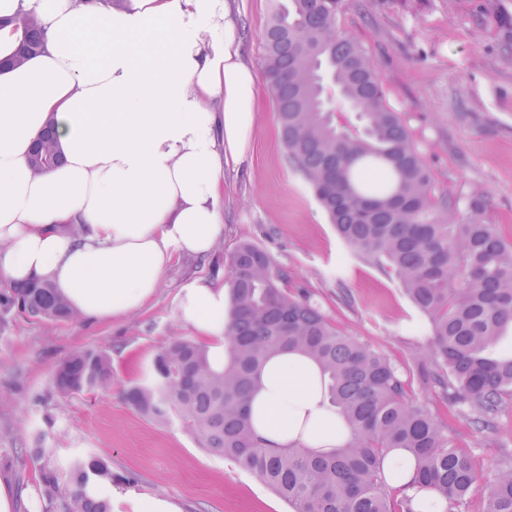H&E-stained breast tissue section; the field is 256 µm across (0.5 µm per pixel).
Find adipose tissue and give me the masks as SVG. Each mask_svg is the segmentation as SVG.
Listing matches in <instances>:
<instances>
[{"instance_id":"adipose-tissue-1","label":"adipose tissue","mask_w":512,"mask_h":512,"mask_svg":"<svg viewBox=\"0 0 512 512\" xmlns=\"http://www.w3.org/2000/svg\"><path fill=\"white\" fill-rule=\"evenodd\" d=\"M26 15L43 46L0 67V280L48 282L82 317L122 318L175 258L207 256L223 236L224 166L250 144L255 75L231 0H0V58ZM49 127L63 161L37 175L28 156ZM177 311L222 368L226 288L196 278ZM248 417L269 448L330 452L353 437L319 364L294 348L266 360ZM382 469L412 512H447L406 449H387Z\"/></svg>"}]
</instances>
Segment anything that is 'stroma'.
<instances>
[{
  "label": "stroma",
  "instance_id": "35a3bbf8",
  "mask_svg": "<svg viewBox=\"0 0 512 512\" xmlns=\"http://www.w3.org/2000/svg\"><path fill=\"white\" fill-rule=\"evenodd\" d=\"M237 34L256 75L253 134L244 160L224 169V237L206 257L166 272L142 310L109 322L0 313V481L16 512H59L39 483L41 468L67 482L75 463L106 461L114 479L99 488L112 512H133L139 495L174 498L183 512H291L271 488L209 452L176 416L163 421L128 405L123 388L150 384L156 354L192 337L177 318L180 289L197 277L228 279V255L242 240L283 270L285 288L308 294L342 334L382 354L478 465L512 454V401L489 432L472 428L432 374L430 327L395 274L338 237L303 178L289 165L265 76V31L273 0H233ZM339 31L358 43L379 75L432 176V200L448 219L468 220L464 203L486 195L484 219L512 244V0H346ZM112 358L111 389L59 394L60 363L80 349Z\"/></svg>",
  "mask_w": 512,
  "mask_h": 512
}]
</instances>
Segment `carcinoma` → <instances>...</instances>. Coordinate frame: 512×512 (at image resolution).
I'll return each mask as SVG.
<instances>
[{
  "label": "carcinoma",
  "instance_id": "obj_1",
  "mask_svg": "<svg viewBox=\"0 0 512 512\" xmlns=\"http://www.w3.org/2000/svg\"><path fill=\"white\" fill-rule=\"evenodd\" d=\"M344 0H288L278 4L266 28L265 67L288 162L310 185L339 236L374 263L390 268L415 307L428 319L436 378L469 409L479 431L494 428L512 399V351L500 348L512 326V245L482 215V194L468 202L465 224L448 223L447 206L431 199V176L411 144L399 113L386 103L381 79L361 47L342 35L336 19ZM23 38L13 55L20 64L42 42L39 20L18 21ZM336 86L357 112L362 130L341 132L325 111L322 92ZM61 163L53 132L46 131L30 157L35 173ZM285 275L250 241L229 255L231 322L228 360L213 369L206 348L176 337L153 363L149 385H133L124 401L157 419L176 414L214 454L272 488L292 512H405L406 502L382 476L383 452L407 448L417 478L459 512L482 470L455 446L431 411L411 403L389 361L333 327L308 298L281 284ZM34 318L75 317L48 283L0 289V311ZM299 348L321 366L333 406L353 439L331 454L298 448L273 452L261 445L247 416L256 373L268 356ZM63 395L112 388V360L103 352L76 351L55 374ZM112 468L92 458L75 465L61 486L42 471L50 501L63 512H111L97 495ZM489 512H512V458L501 460L486 482Z\"/></svg>",
  "mask_w": 512,
  "mask_h": 512
}]
</instances>
